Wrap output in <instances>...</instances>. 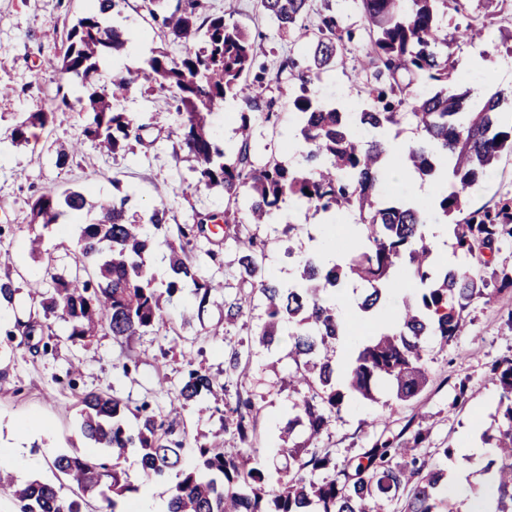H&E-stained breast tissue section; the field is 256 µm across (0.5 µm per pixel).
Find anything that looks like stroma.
I'll list each match as a JSON object with an SVG mask.
<instances>
[{"instance_id": "35a3bbf8", "label": "stroma", "mask_w": 512, "mask_h": 512, "mask_svg": "<svg viewBox=\"0 0 512 512\" xmlns=\"http://www.w3.org/2000/svg\"><path fill=\"white\" fill-rule=\"evenodd\" d=\"M210 14L222 15L245 29L261 44L258 66L265 69L260 89L263 98H275L279 119L276 125L256 123L254 161L262 165L275 159L295 164L301 149L297 144L299 125L289 102L279 98L276 75L286 58L305 63L304 49L288 34L279 32L266 17L259 0H206ZM460 11L449 12V27L465 26L469 16L493 14L494 19L479 45L451 44L456 62L454 78L461 87L473 89L471 105L501 91L512 93V0H462ZM91 0H0V278H11L18 288L11 306L0 308V323L15 326L29 320L36 309L29 295L45 272L41 260L31 257L27 240L43 234L44 247L55 260L58 271L75 268V230L43 231L32 224L29 202L34 194L54 190H91L105 197L113 192V178L135 191L133 210L163 203L168 223H192L195 214L223 210L222 188L196 189L197 174L179 147L182 116L175 103L164 101L138 85L122 106L145 123V144H133L126 153L112 155L83 142L86 89L81 79L58 78L48 66L66 45V35L76 19L87 12ZM332 7L346 16L355 36L347 46L345 64L324 72L314 84L324 103L347 108L361 102L357 75L362 58L359 34L362 20L352 0H333ZM114 24L129 38L125 53L101 63L102 75L113 66L136 71L154 50H166L179 57L183 47L164 36L146 10L143 0H122ZM70 106L56 108L59 97ZM241 106L228 98L216 105L210 116L212 139L229 151L238 143L237 128ZM32 112H50L53 122L31 131L29 142L10 138L13 125ZM81 142L73 162L60 168L55 164L59 146ZM512 197V154H503L494 174L469 192V207L493 205L500 197ZM321 217L294 198H286L271 223L248 225L249 233L266 243L264 265L286 285L298 279L297 265L286 257L287 248L310 254L311 244L322 232ZM301 227L298 239H289L288 224ZM205 279L216 283L208 303H200L192 288H185L169 303L170 327L152 331L133 340L115 339L103 331L90 341L74 344L65 336V325L55 320L47 337L21 335L0 342V448L21 447L32 460L27 479L63 483L53 459L71 449L88 452L89 445L78 429V397L90 390L115 391L126 405L124 421L136 424V409L151 402L160 413L178 406L177 392L186 372L185 354H193L227 388L225 399L251 398L260 408L254 446L259 462L271 478H286L289 462L278 451L281 428L291 415L295 395L288 385L292 362L286 344L270 348L259 343L243 345L265 320V307L256 288L239 268L232 241L223 236L198 239L192 252ZM251 296L246 315L233 327H225V302ZM471 321L466 334L447 346L428 343L425 359L429 371L427 387L413 400L401 402L388 387H380L375 401H354L333 418L316 442L330 451L337 465L378 439L399 433L405 427H423L425 441L416 450L428 466L456 472L454 462L439 454L443 448L482 446L481 435L492 423L499 388L489 367L492 362L512 357V332L503 322L512 313V288L491 302L474 301L467 310ZM240 350L242 368L225 369L224 357ZM165 390H158V379ZM466 379L465 401L455 399L454 384ZM33 423L20 434L23 423Z\"/></svg>"}]
</instances>
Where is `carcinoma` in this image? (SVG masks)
I'll use <instances>...</instances> for the list:
<instances>
[{"label":"carcinoma","instance_id":"cac0c4a2","mask_svg":"<svg viewBox=\"0 0 512 512\" xmlns=\"http://www.w3.org/2000/svg\"><path fill=\"white\" fill-rule=\"evenodd\" d=\"M147 2L153 19L183 43L179 58L159 50L137 72L114 70L105 82H94L101 59L127 49L123 33L102 18L119 0H98V6L70 28L67 46L52 67L85 84L84 140L114 155L127 151L133 141L143 143L146 131L118 107V98L143 80L174 101L184 115L181 143L196 163L197 186L222 187L224 213H198L193 223L177 226V246L164 239L173 275L159 288L146 268L145 255L152 245L146 225L157 231L165 228L164 205L154 206L145 221L128 214L133 195L120 190L117 180L112 181L116 193L96 201L79 191L44 192L31 200V223L47 229L68 216L78 221L87 214L90 220L79 224L73 275L55 272L53 257L42 256V235L30 240L31 253L44 257L50 279L48 288L36 287L31 297L44 316L67 324L73 342L103 330L126 340L158 330L168 323L162 298L170 299L190 285L203 305L216 290L200 275L187 246L208 237L211 227L224 225V239L237 244L242 275L257 283L266 306L259 343L271 346L288 325V358L295 365L291 383L306 392L292 406L280 452L296 465L288 479L269 481L252 448L259 411L239 392L234 405L225 409L241 447L228 448L220 439H196L191 461L183 464L180 451L186 437L175 438L179 411L163 416L146 403L139 423L130 427L123 421L120 399L91 391L79 396V431L103 454H60L53 461L73 495L36 479L19 484L2 473L0 491L10 496L17 512H87L88 494L99 499V512H119V503L140 490L120 467L121 459L134 452L145 481L167 486V512H387L395 499L402 502L400 512H440L439 491L447 473L427 468L417 457L423 429L407 439L400 433L379 440L339 470L330 453L312 444L351 401H376L377 387L383 383L399 400L417 397L429 382L426 341L447 345L466 331V310L474 300L489 301L494 293L512 288V270L493 268L501 240L512 239V197L470 210L466 195L492 173L500 155L512 153V123L499 119L509 97L496 92L477 111H469L470 91L450 81L452 66L444 53L455 36L471 43L480 39L487 16L472 18L454 36L444 19L448 10H459L460 0H352L366 34L361 87L365 102L359 112H343L320 101L310 85L336 65L353 32L329 7L317 12L315 24L309 25L310 0H260L278 30L296 42L308 41V47L306 67L285 61L281 71H289L290 78L278 86L298 114L305 145L302 161L287 167L272 159L258 167L252 158L255 121L271 122L276 104L255 92V84L265 79L262 71L252 74L259 44L224 16L205 13L201 0H178L170 12L162 11L164 0ZM229 96L243 104L240 142L232 159L215 146L207 122L214 107ZM53 118L52 112L32 113L14 126L11 138L25 141L29 128H44ZM405 123L420 134L404 160L403 168L411 175L431 176L442 155L453 163L451 182L426 205H385L380 198V188L397 163L388 141L375 131ZM287 197L317 214L354 218L363 227L365 242L342 265L328 267L313 257H297L298 283L282 284L262 265L265 242L242 233L240 226L266 223ZM450 218L463 264L447 268L434 259L424 227ZM400 269L415 281V288L397 295L399 320L362 340L344 368H337L336 345L353 327L339 318L329 292L347 279L355 280L364 286L357 307L382 315L390 306L393 276ZM250 303L247 297L224 303V324H236ZM491 373L501 394L496 427L483 433V441L496 449L483 472L498 483L491 512H512V358L495 363ZM219 391L226 392V387H216L213 376L200 366L181 380L178 397L186 407L202 404ZM299 426L306 434L301 444L294 440ZM173 471L176 481L171 484ZM317 473L325 474L319 482L311 480Z\"/></svg>","mask_w":512,"mask_h":512}]
</instances>
